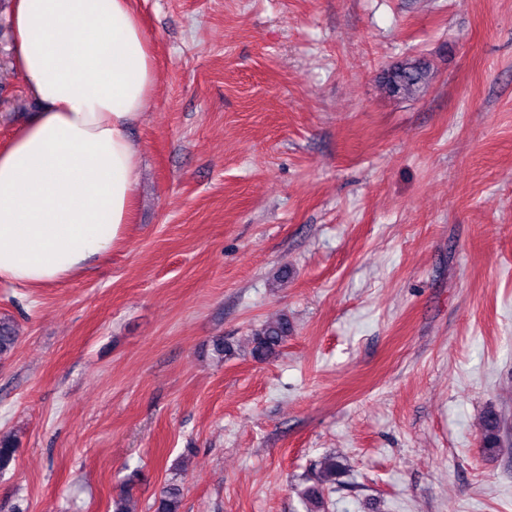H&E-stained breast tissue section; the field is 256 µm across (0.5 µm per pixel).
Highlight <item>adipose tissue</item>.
I'll return each instance as SVG.
<instances>
[{
	"mask_svg": "<svg viewBox=\"0 0 512 512\" xmlns=\"http://www.w3.org/2000/svg\"><path fill=\"white\" fill-rule=\"evenodd\" d=\"M130 2H12L14 64L40 109L0 147V281L82 275L131 222V131L157 74Z\"/></svg>",
	"mask_w": 512,
	"mask_h": 512,
	"instance_id": "adipose-tissue-1",
	"label": "adipose tissue"
}]
</instances>
